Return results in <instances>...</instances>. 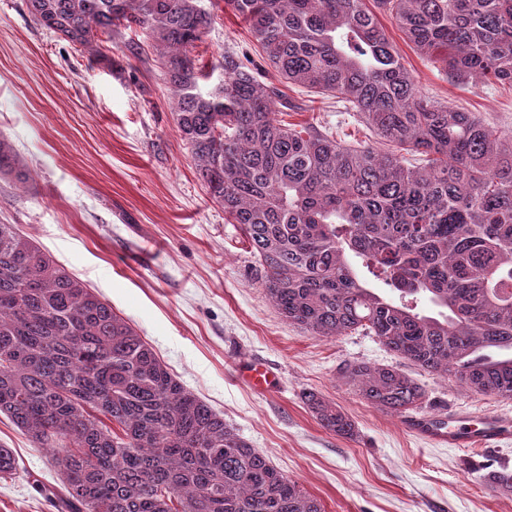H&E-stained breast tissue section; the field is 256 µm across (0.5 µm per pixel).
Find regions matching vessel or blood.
<instances>
[{
	"label": "vessel or blood",
	"instance_id": "obj_1",
	"mask_svg": "<svg viewBox=\"0 0 512 512\" xmlns=\"http://www.w3.org/2000/svg\"><path fill=\"white\" fill-rule=\"evenodd\" d=\"M241 377L252 390L260 393L268 391L276 379L270 369L256 362L246 365ZM404 425L432 444L451 448L476 445L494 448L504 440H512V420L495 414L484 415L475 421L455 414L445 419L417 414L405 417Z\"/></svg>",
	"mask_w": 512,
	"mask_h": 512
}]
</instances>
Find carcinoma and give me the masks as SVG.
I'll use <instances>...</instances> for the list:
<instances>
[{"instance_id":"obj_1","label":"carcinoma","mask_w":512,"mask_h":512,"mask_svg":"<svg viewBox=\"0 0 512 512\" xmlns=\"http://www.w3.org/2000/svg\"><path fill=\"white\" fill-rule=\"evenodd\" d=\"M86 45L138 28L177 130L239 224L268 300L315 336L362 331L401 360L512 398V136L422 95L376 13L444 69L512 86V0H224L285 85L333 95L405 158L277 118L282 91L232 55L217 82L190 56L212 23L198 0H27ZM0 177L29 173L0 137ZM399 292L367 287L351 258ZM427 299L435 315L419 310ZM370 404L405 416L424 390L392 366L348 364ZM326 430L354 423L314 392ZM0 415L51 453L67 512H325L187 390L136 329L12 224H0ZM20 469L0 446V477ZM512 493V469L487 475Z\"/></svg>"}]
</instances>
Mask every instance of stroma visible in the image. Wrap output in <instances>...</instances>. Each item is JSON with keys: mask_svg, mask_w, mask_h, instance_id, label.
Masks as SVG:
<instances>
[{"mask_svg": "<svg viewBox=\"0 0 512 512\" xmlns=\"http://www.w3.org/2000/svg\"><path fill=\"white\" fill-rule=\"evenodd\" d=\"M201 4L213 20L192 57L210 68L228 55L259 61L246 24L224 0ZM378 21L423 95L512 134V88L447 74L391 17ZM138 40L122 28L95 48L76 46L37 25L27 0H0V134L30 173L22 189L0 179V224L18 225L95 288L185 388L325 512H512V494L484 482L490 471L512 468V441L476 451L408 432L343 377L349 362L397 365L390 351L362 332L314 336L279 315L246 236L195 174L155 52L131 55ZM102 54L113 67L99 62ZM282 92L281 120L332 133L345 146L382 149L335 98ZM253 360L277 374L273 392L256 394L238 379L239 365ZM408 372L427 394L425 414L512 419V399ZM308 391L335 402L353 420V435L322 428L302 400ZM0 444L23 469L0 479V512H61L49 493L59 475L48 453L5 419Z\"/></svg>", "mask_w": 512, "mask_h": 512, "instance_id": "1", "label": "stroma"}]
</instances>
